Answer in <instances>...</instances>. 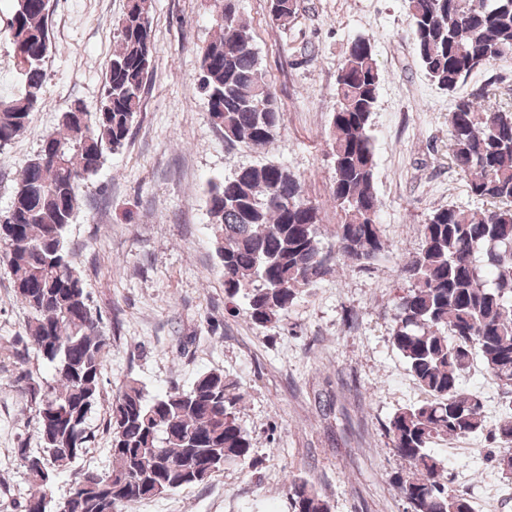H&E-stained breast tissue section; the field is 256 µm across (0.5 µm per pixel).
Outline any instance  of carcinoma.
<instances>
[{"instance_id": "1", "label": "carcinoma", "mask_w": 512, "mask_h": 512, "mask_svg": "<svg viewBox=\"0 0 512 512\" xmlns=\"http://www.w3.org/2000/svg\"><path fill=\"white\" fill-rule=\"evenodd\" d=\"M280 28L294 20L297 0H267ZM417 59L440 89L454 94L479 70L512 62V0H405ZM152 0H127L117 25L118 48L95 111L76 101L60 129L43 135L22 170L6 214L0 251L16 297L31 314L27 344L46 360L54 383L27 382L40 423L41 452L20 455L34 493L54 506L51 486L87 449L86 422L101 399L108 338L90 305L66 237L80 205L79 184L122 148L143 106L152 63ZM216 36L200 56L199 91L210 123L227 143L264 147L281 133V108L235 0H212ZM43 0H15L9 30L25 84L18 98H0V146L24 134L43 105L51 41ZM495 75L455 99L448 113V157L487 208L432 210L421 246L401 268L405 282L391 326V344L428 399L396 411L387 424L393 451L408 464L397 478L408 512H473L448 489L446 464L432 445L485 428L478 392L462 386L475 359L512 394V104L484 102ZM380 73L371 39L355 38L336 75L332 113L330 198L340 214L336 250L319 239L321 208L305 196L300 177L267 162L239 169L210 186L224 293L247 300L250 321L267 327L286 319L298 295L342 266L361 269L387 256L374 188L371 134ZM242 395L220 372L187 389L147 398L125 381L110 403L111 469L76 476L67 499L78 512L131 510L147 498L192 487L226 466L251 461L249 434L238 423ZM493 437L512 447V414ZM294 512H330L307 480L291 481Z\"/></svg>"}]
</instances>
